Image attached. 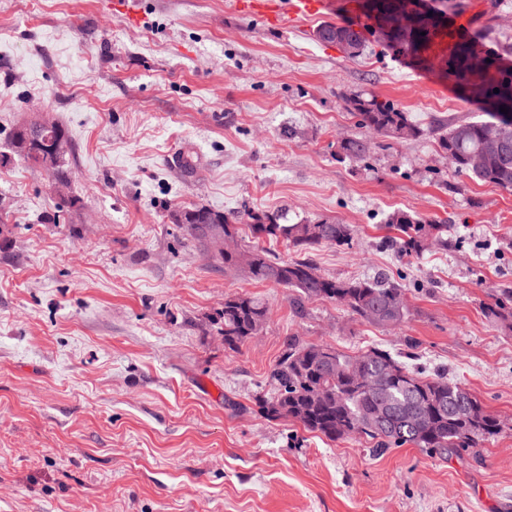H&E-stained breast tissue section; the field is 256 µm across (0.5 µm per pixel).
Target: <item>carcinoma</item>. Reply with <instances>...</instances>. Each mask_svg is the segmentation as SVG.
Instances as JSON below:
<instances>
[{
	"mask_svg": "<svg viewBox=\"0 0 512 512\" xmlns=\"http://www.w3.org/2000/svg\"><path fill=\"white\" fill-rule=\"evenodd\" d=\"M419 10L442 20V37L448 39L447 52L441 56L428 54L430 47L421 40L404 47L393 42L386 47L397 56H407L416 65L433 69L453 82L462 97L478 102L484 109L482 120H462L448 126L440 135L442 152L455 159L454 169L474 181L492 184L512 192V66L504 63L501 53L485 48L486 35L481 31L461 33L447 23V16L458 13L463 4L456 0H410ZM319 29L328 36L319 42L334 45L336 38L347 33L353 36L350 58L360 56L370 39H378L373 24L356 27L354 22H325ZM480 56L485 66L473 68L471 60ZM499 92H494V89ZM347 108L358 118L363 132L336 143V157L353 163L366 161L372 152L371 135L378 134L397 142H408L422 136L423 130L404 112L388 100L355 92L346 98ZM508 109V113L501 109ZM496 134L503 142L498 153L486 154L480 167L470 165V158L483 150L487 134ZM71 141L57 122L40 139L37 148L21 155L31 167L47 172L54 180L69 185ZM171 213H180L178 223L185 239L207 247L203 233L204 220L224 224V234L237 236L247 227L252 244L242 247L237 255L222 258L224 268L242 273L259 283H273L297 292L295 308L301 312L304 302L328 300L341 304L365 321L379 326L402 322L407 310L400 305L401 285L387 279H349L321 276L313 279L310 272L317 266L306 254L323 246L343 247L352 244L354 230L349 224L330 223L326 219L290 222L288 218L265 211L248 209L238 214H224L206 207L176 205ZM386 223L397 233V242L407 255L421 253L429 244L448 235V225L438 224L403 211L388 215ZM286 242L298 257H275L269 245ZM267 303L249 293L224 297V316L220 328L224 348L237 351L251 337L260 333L268 319ZM488 316L506 322L512 320V289L502 290ZM372 364L365 366L356 355H347L324 344L303 343L288 338L285 350L271 378L276 393L257 401L258 411L272 420H291L305 430L336 440L363 436L374 441L373 451L383 454L392 448L412 445L432 455L444 456L450 448L468 450L482 445L505 432V425L487 413L478 399L458 382L448 380L445 373L422 375L395 360L390 353L371 349ZM389 364L394 374L386 381V398L398 409L419 408L434 420V430L423 428L403 417L395 418L385 427L374 426L369 415L374 410L371 391L364 389L372 367ZM464 401L470 408L467 416H455L443 407Z\"/></svg>",
	"mask_w": 512,
	"mask_h": 512,
	"instance_id": "carcinoma-1",
	"label": "carcinoma"
}]
</instances>
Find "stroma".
<instances>
[{"label":"stroma","instance_id":"1","mask_svg":"<svg viewBox=\"0 0 512 512\" xmlns=\"http://www.w3.org/2000/svg\"><path fill=\"white\" fill-rule=\"evenodd\" d=\"M345 3L272 26L235 0H136L134 22L110 0H0V151L37 112L73 145L66 201L22 159L0 166V512H512V430L475 454L376 455L256 411L294 335L445 370L512 427V329L485 313L512 289V193L454 174L437 141L481 112L382 45L349 59L318 42L322 23L362 22ZM467 3L459 25L512 48V0ZM355 91L423 136L338 161ZM177 204L352 225V246L312 260L341 280L386 273L407 315L382 327L322 300L295 314L294 291L183 241ZM395 211L447 225V243L404 255ZM238 292L270 313L233 352L219 314Z\"/></svg>","mask_w":512,"mask_h":512}]
</instances>
